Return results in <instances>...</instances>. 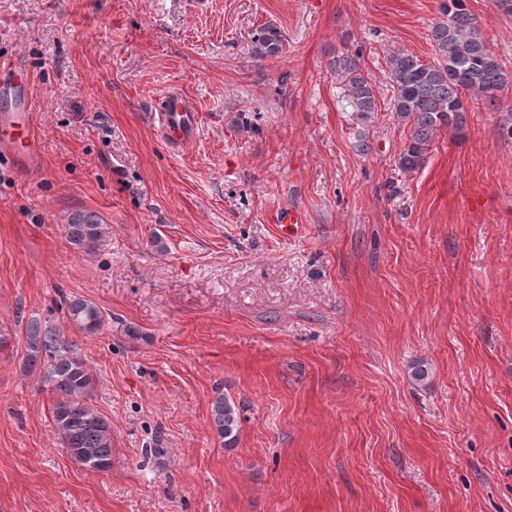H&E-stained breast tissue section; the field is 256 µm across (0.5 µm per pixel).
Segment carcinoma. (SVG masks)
Instances as JSON below:
<instances>
[{"mask_svg":"<svg viewBox=\"0 0 512 512\" xmlns=\"http://www.w3.org/2000/svg\"><path fill=\"white\" fill-rule=\"evenodd\" d=\"M441 19L430 29L433 58L424 61L407 50L387 55L393 96L392 117L410 127L396 160L407 174L423 167L438 134L461 129L466 95H480L497 109L498 92L512 84V70L488 47L468 8L467 0H440ZM280 29L266 24L251 37V53L258 60L283 53ZM361 50L341 51L332 61L337 79L358 126L362 150L369 149V130L378 112V97L363 69ZM109 225L94 211L73 213L63 225L67 242L80 252L91 250L106 236ZM64 321L33 318L25 329L23 368L37 375L51 395L54 435L67 454L86 470L112 467V422L93 404L95 379L86 359L65 334L70 326L83 334L97 333L106 318L100 307L85 298L66 302ZM210 423L224 447H233L241 431L239 408L222 394L213 398Z\"/></svg>","mask_w":512,"mask_h":512,"instance_id":"1","label":"carcinoma"}]
</instances>
